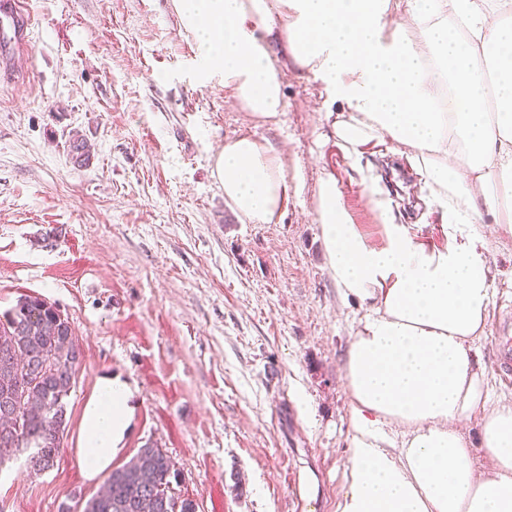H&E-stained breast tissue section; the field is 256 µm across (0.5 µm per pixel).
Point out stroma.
Returning a JSON list of instances; mask_svg holds the SVG:
<instances>
[{"label": "stroma", "mask_w": 512, "mask_h": 512, "mask_svg": "<svg viewBox=\"0 0 512 512\" xmlns=\"http://www.w3.org/2000/svg\"><path fill=\"white\" fill-rule=\"evenodd\" d=\"M29 66L0 77V314L25 294L68 317L83 364L49 471L0 470V512H79L101 479L77 448L100 380L134 392L113 466L163 448L198 512H340L349 485L353 398L344 373L367 305L327 268L315 198L333 174L354 223L380 240L386 220L428 249L448 245L441 208L394 144L350 155L330 134V100L286 69L278 122L236 111L223 83H201L172 0H28ZM247 134L282 153L288 197L269 224L243 222L212 175L225 139ZM87 141L75 163L70 136ZM388 201L387 211L373 205ZM471 232L512 305V231L482 214ZM512 317L473 348L490 405Z\"/></svg>", "instance_id": "stroma-1"}]
</instances>
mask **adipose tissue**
Listing matches in <instances>:
<instances>
[{
	"label": "adipose tissue",
	"mask_w": 512,
	"mask_h": 512,
	"mask_svg": "<svg viewBox=\"0 0 512 512\" xmlns=\"http://www.w3.org/2000/svg\"><path fill=\"white\" fill-rule=\"evenodd\" d=\"M172 0L210 72L260 121L284 112L287 67L320 79L336 103L333 135L351 151L372 141L408 149L444 209L443 250L389 223L366 241L336 178L318 185L316 213L329 272L370 305L345 360L353 396L349 488L340 512H512V405L489 407L473 341L484 334L492 280L469 231L476 217L512 224V0ZM500 74L486 80L485 66ZM212 174L250 224L279 215L287 175L277 150L225 140ZM485 186L470 195L471 183ZM132 391L102 379L86 406L82 472L108 470ZM481 416L488 469L476 474L460 424ZM403 427L401 442L383 432Z\"/></svg>",
	"instance_id": "ef3b65f1"
}]
</instances>
